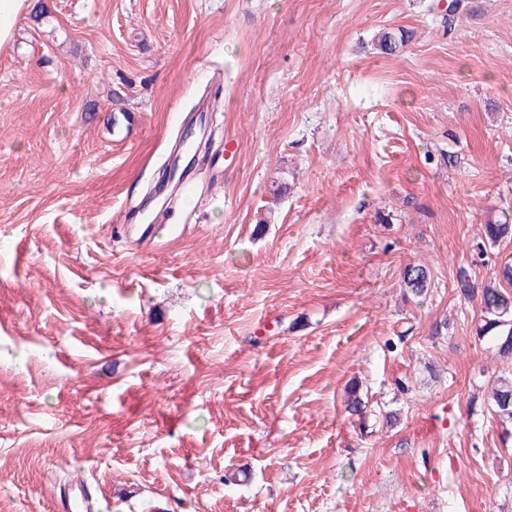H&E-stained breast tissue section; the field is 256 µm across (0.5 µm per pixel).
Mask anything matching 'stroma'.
I'll return each mask as SVG.
<instances>
[{"label": "stroma", "mask_w": 512, "mask_h": 512, "mask_svg": "<svg viewBox=\"0 0 512 512\" xmlns=\"http://www.w3.org/2000/svg\"><path fill=\"white\" fill-rule=\"evenodd\" d=\"M436 2L31 0L0 49V512L76 483L100 512H512V359L476 334L512 262L483 237L512 214V0L451 33ZM204 100L210 157L162 210ZM139 211L184 231L128 238ZM212 107L209 103L202 104L196 112H194L190 121L182 126V150L180 152L174 153L170 161L172 162L175 158L181 157V164L189 155V149L186 147L188 140L192 137L194 133L201 132L205 130V123L207 114L211 112ZM403 284L407 293L415 297L426 296L430 287V273L422 264L409 265L403 272ZM492 410L509 433L508 426L512 427V378L500 376L489 397Z\"/></svg>", "instance_id": "1"}]
</instances>
